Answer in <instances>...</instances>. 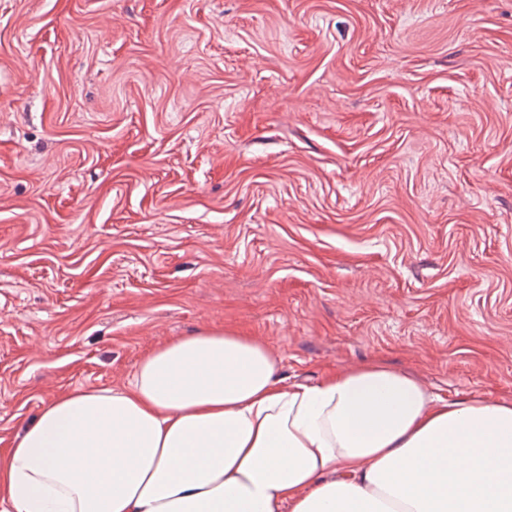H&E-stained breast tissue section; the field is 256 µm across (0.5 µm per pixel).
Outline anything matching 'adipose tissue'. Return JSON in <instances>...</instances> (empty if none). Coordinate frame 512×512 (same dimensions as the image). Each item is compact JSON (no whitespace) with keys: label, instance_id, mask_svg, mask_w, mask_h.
Segmentation results:
<instances>
[{"label":"adipose tissue","instance_id":"obj_1","mask_svg":"<svg viewBox=\"0 0 512 512\" xmlns=\"http://www.w3.org/2000/svg\"><path fill=\"white\" fill-rule=\"evenodd\" d=\"M11 512H512V401L431 394L381 362L286 383L206 329L121 388L46 404L0 462Z\"/></svg>","mask_w":512,"mask_h":512}]
</instances>
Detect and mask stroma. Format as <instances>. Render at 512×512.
Here are the masks:
<instances>
[{"label":"stroma","mask_w":512,"mask_h":512,"mask_svg":"<svg viewBox=\"0 0 512 512\" xmlns=\"http://www.w3.org/2000/svg\"><path fill=\"white\" fill-rule=\"evenodd\" d=\"M208 328L512 400V0H0V455Z\"/></svg>","instance_id":"1"}]
</instances>
